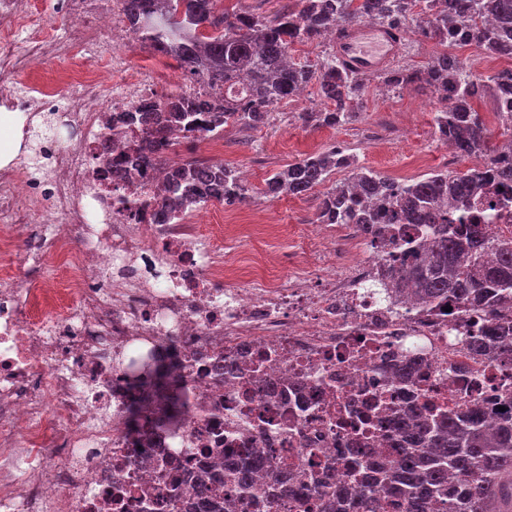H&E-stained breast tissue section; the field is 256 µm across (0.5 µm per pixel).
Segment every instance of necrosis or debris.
Segmentation results:
<instances>
[{"label":"necrosis or debris","mask_w":512,"mask_h":512,"mask_svg":"<svg viewBox=\"0 0 512 512\" xmlns=\"http://www.w3.org/2000/svg\"><path fill=\"white\" fill-rule=\"evenodd\" d=\"M58 7L78 23L66 38L49 0H0V105L71 128L49 177L0 172V512H190L200 469L255 447L274 468L240 512H320L298 494L272 505L274 475L296 487L324 461L389 455L394 412L426 397L447 411L512 399V359L469 347L497 318L460 301L391 306L372 287L431 227L401 225L385 253L358 225L320 224L307 259L278 260L265 225L164 214V167L111 178L104 157L144 141L136 128L112 137L125 111L199 88L165 57L132 69L105 39L125 29L121 0ZM50 54L66 66L45 80L33 65ZM49 268L62 273L52 287ZM164 351L187 407L134 461L128 408ZM218 358L241 372L214 378ZM404 361L417 368L402 379Z\"/></svg>","instance_id":"4bbe7bcc"}]
</instances>
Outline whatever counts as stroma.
<instances>
[{"label": "stroma", "mask_w": 512, "mask_h": 512, "mask_svg": "<svg viewBox=\"0 0 512 512\" xmlns=\"http://www.w3.org/2000/svg\"><path fill=\"white\" fill-rule=\"evenodd\" d=\"M363 99V114L357 121L338 128H306L298 119L299 112L323 107L318 87L312 83L303 104L286 101L274 106L267 126L225 127L224 139L230 148L221 155V162L237 169L250 166L256 170L246 202L236 205L229 223L240 224L247 216L262 214L276 227L271 236L276 252L287 251L288 225L314 223L320 197L343 181L346 174L336 172L305 195L275 199L265 194L266 180L289 163L336 144L367 168L391 177H419L444 169L461 172L474 166V159L463 156L447 163L437 148L433 114L439 101L435 94L411 86L394 90L371 76Z\"/></svg>", "instance_id": "obj_1"}]
</instances>
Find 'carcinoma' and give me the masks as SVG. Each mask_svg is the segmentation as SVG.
<instances>
[{
  "instance_id": "1",
  "label": "carcinoma",
  "mask_w": 512,
  "mask_h": 512,
  "mask_svg": "<svg viewBox=\"0 0 512 512\" xmlns=\"http://www.w3.org/2000/svg\"><path fill=\"white\" fill-rule=\"evenodd\" d=\"M218 0H123V15L133 40L174 58L190 79L213 90L239 85L230 102L221 96L171 99L139 109L128 123L145 127L149 147L158 154L174 144L170 133L195 129L221 132L232 124L257 128L267 124L270 107L297 96L316 81L321 99L331 107L300 114L306 126L336 127L357 118L365 88L363 71L336 54L320 65L295 62L290 48L321 38L329 29L345 31L363 21L387 29L416 23L437 47L422 70L394 69L386 81L394 87L419 85L438 96L435 134L454 144L462 156L482 163L462 172L432 171L397 184L329 147L288 165L268 182V191L302 195L323 183L330 172L347 170V180L320 199L326 224H358L368 236L382 237V224H430L428 257L395 268L384 287L420 306L450 298L473 303L490 315L512 308V238L495 224H467L453 213L464 208L488 182L512 185V114H501L512 91V68L493 75L467 69L454 52L476 46L492 56H512V0H289L272 18L249 12L229 13ZM493 97L508 137L496 146L474 108L475 98ZM247 189L235 169L222 163L187 159L168 176L165 206L172 214L205 204L207 199L236 204ZM477 355L512 358V320L502 316L496 335L470 340ZM151 424L184 411L179 380L161 365L144 389ZM506 411L462 407L443 414L426 403L396 416L408 447L392 459L350 472L338 486L305 475L302 492L315 495L322 512H509L495 504L512 502V403ZM493 417L489 428L486 419ZM263 455L246 464L224 463V480L246 493L252 468L265 466ZM199 512H236L233 501L218 503L205 482L195 494Z\"/></svg>"
}]
</instances>
